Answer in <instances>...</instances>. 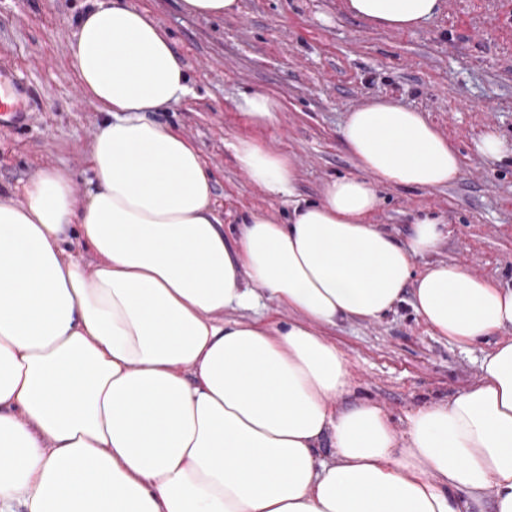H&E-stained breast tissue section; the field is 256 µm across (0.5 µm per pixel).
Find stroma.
Returning a JSON list of instances; mask_svg holds the SVG:
<instances>
[{
	"instance_id": "1",
	"label": "stroma",
	"mask_w": 512,
	"mask_h": 512,
	"mask_svg": "<svg viewBox=\"0 0 512 512\" xmlns=\"http://www.w3.org/2000/svg\"><path fill=\"white\" fill-rule=\"evenodd\" d=\"M168 36L192 89L154 113L189 138L212 177V205L225 223L250 213L284 221L273 197L239 169L231 142L253 134L296 165L295 192L315 201L324 184L361 176L341 130L350 110L390 97L440 129L460 155L461 175L432 189L383 185L368 221L406 237L429 216L446 223L440 249L417 269L448 262L512 287V161H492L474 142L487 128L512 139V0H444L440 15L412 32L372 28L344 0H239L221 18L188 13L182 0H127ZM88 0H0V62L27 87L29 119L0 131V192L43 170L68 171L78 193L89 187L88 152L103 115L86 99L69 45ZM262 90L281 109L273 125L248 129L236 102ZM351 373L344 397L368 400L393 421L423 402L477 381L491 342L466 348L435 336L405 303L376 323L324 328Z\"/></svg>"
}]
</instances>
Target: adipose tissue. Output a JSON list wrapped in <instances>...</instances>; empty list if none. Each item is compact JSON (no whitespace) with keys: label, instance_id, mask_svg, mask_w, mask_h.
<instances>
[{"label":"adipose tissue","instance_id":"adipose-tissue-1","mask_svg":"<svg viewBox=\"0 0 512 512\" xmlns=\"http://www.w3.org/2000/svg\"><path fill=\"white\" fill-rule=\"evenodd\" d=\"M443 3L344 7L403 32ZM70 60L107 115L94 189L78 198L53 168L23 201L0 196V512H512V340L399 426L374 403L341 406L349 372L322 334L405 301L461 346L512 328V288L448 263L415 272L446 237L440 219L403 240L368 221L380 185L459 178L447 137L371 99L342 129L362 176L331 180L287 221L228 229L198 149L152 118L189 92L164 32L125 0H91ZM231 149L254 184L292 195L288 157L249 135ZM263 299L291 319L225 321Z\"/></svg>","mask_w":512,"mask_h":512}]
</instances>
